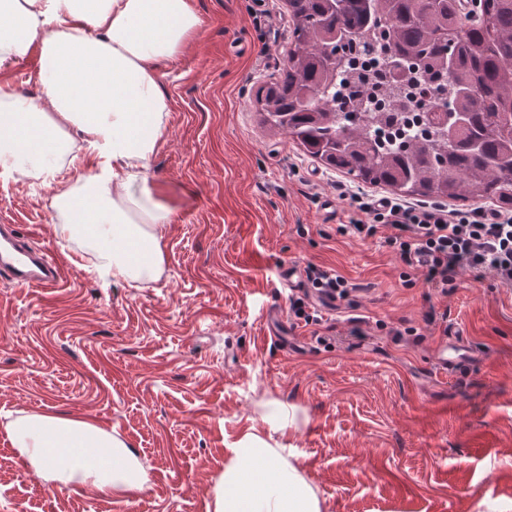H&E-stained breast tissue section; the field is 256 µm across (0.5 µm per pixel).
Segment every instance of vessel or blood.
I'll use <instances>...</instances> for the list:
<instances>
[{"label":"vessel or blood","instance_id":"vessel-or-blood-1","mask_svg":"<svg viewBox=\"0 0 512 512\" xmlns=\"http://www.w3.org/2000/svg\"><path fill=\"white\" fill-rule=\"evenodd\" d=\"M0 240L9 246L7 253L0 254V270L7 272L19 287L46 288L59 283L63 272L56 261L46 253L26 250L12 225H0Z\"/></svg>","mask_w":512,"mask_h":512}]
</instances>
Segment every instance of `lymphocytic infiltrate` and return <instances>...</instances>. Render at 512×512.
Here are the masks:
<instances>
[{"mask_svg":"<svg viewBox=\"0 0 512 512\" xmlns=\"http://www.w3.org/2000/svg\"><path fill=\"white\" fill-rule=\"evenodd\" d=\"M354 202L362 217L339 225V233L378 239L406 267L423 269L431 287L447 288L461 269L512 283V214L417 208L360 196Z\"/></svg>","mask_w":512,"mask_h":512,"instance_id":"f902f5d3","label":"lymphocytic infiltrate"}]
</instances>
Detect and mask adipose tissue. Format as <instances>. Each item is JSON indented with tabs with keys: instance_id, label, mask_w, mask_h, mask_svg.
Returning <instances> with one entry per match:
<instances>
[{
	"instance_id": "1",
	"label": "adipose tissue",
	"mask_w": 512,
	"mask_h": 512,
	"mask_svg": "<svg viewBox=\"0 0 512 512\" xmlns=\"http://www.w3.org/2000/svg\"><path fill=\"white\" fill-rule=\"evenodd\" d=\"M201 19L193 0H0V66L38 52L40 99L0 84V170L53 186L64 235L84 233L101 278L159 280L163 225L150 162L167 132L160 65L180 56ZM76 175L61 180L66 162ZM23 462L54 486L101 497L143 490L133 448L64 414L10 420ZM293 453L249 434L233 448L209 512H321Z\"/></svg>"
}]
</instances>
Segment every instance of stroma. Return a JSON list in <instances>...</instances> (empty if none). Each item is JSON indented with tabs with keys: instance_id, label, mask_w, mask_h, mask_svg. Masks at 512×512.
<instances>
[{
	"instance_id": "35a3bbf8",
	"label": "stroma",
	"mask_w": 512,
	"mask_h": 512,
	"mask_svg": "<svg viewBox=\"0 0 512 512\" xmlns=\"http://www.w3.org/2000/svg\"><path fill=\"white\" fill-rule=\"evenodd\" d=\"M202 19L162 67L167 137L152 159L177 212L155 283H103L95 252L60 235L51 186H0V225L62 263L50 292L0 272V416L93 419L134 448L144 490L101 499L58 489L0 429V512H208L245 434L297 456L322 512H512V285L459 271L448 292L374 239L337 231L348 197L387 189L326 168L269 130L256 102L292 47L287 0H194ZM335 271L355 287L295 321L282 266ZM463 332L464 360L436 372ZM295 409L270 432L269 408Z\"/></svg>"
}]
</instances>
